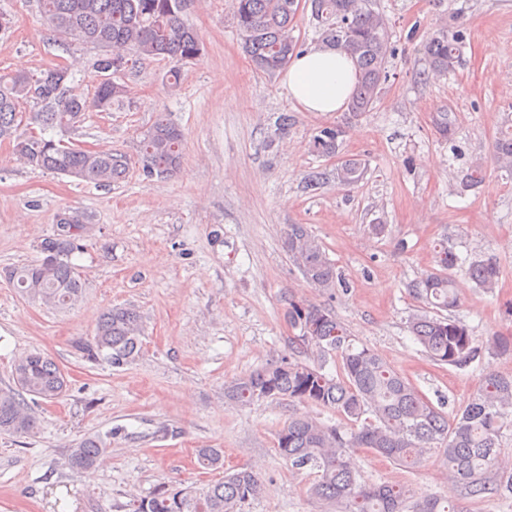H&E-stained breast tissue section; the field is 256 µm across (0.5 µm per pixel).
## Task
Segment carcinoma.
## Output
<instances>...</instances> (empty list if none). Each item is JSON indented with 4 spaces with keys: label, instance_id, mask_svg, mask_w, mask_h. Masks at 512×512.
<instances>
[{
    "label": "carcinoma",
    "instance_id": "1",
    "mask_svg": "<svg viewBox=\"0 0 512 512\" xmlns=\"http://www.w3.org/2000/svg\"><path fill=\"white\" fill-rule=\"evenodd\" d=\"M51 30L103 51L92 62L99 73L122 71L156 58L173 63L169 77L178 79L180 66L198 60L203 42L185 18L186 0H37ZM295 0H232L233 19L244 53L268 76L283 69L300 48L294 36L300 13ZM369 0H308L316 32L325 46L350 54L357 83L348 103L354 117L371 111L391 77L396 54L387 19L367 6ZM461 29L439 27L420 45L428 64L422 72L446 76L458 64L465 45ZM67 66L47 69L34 78L26 74L0 76V139L12 142L13 154L25 164L71 176L99 186L121 179L128 170L125 154L84 149L69 141L77 128L74 113L121 111L132 105L131 90L117 81L98 83L88 98L74 86ZM40 104L36 112H21L22 101ZM494 144L501 167L512 172V113ZM343 127L318 130L311 149L319 156L340 154ZM184 133L161 115L140 146L142 171L151 178L174 175L181 165ZM367 168L358 158H345L336 167L344 187L361 182ZM485 178L483 164L474 162L462 178L466 188ZM288 256L313 288L325 292L343 285L342 275L324 245L303 224H290L283 239ZM77 246L70 231L44 239L37 263L10 273L13 287L25 297L56 309L80 301L83 283L71 255ZM459 257L440 246L439 269L409 284L414 296L434 312L411 315L408 329L434 362L466 367L481 355L472 329L456 308L449 271ZM468 277L492 290L500 269L493 261H471ZM288 354L231 381L225 395L247 406L259 399L300 401L339 417L327 424L317 416L288 418L277 433L279 453L297 469L314 474L310 493L336 507V512H454L447 498L435 495L409 500L401 485H367L359 481L351 454L365 448L392 463L412 469L433 449L448 461L451 489L468 498H491L512 492L505 481L503 430L512 428V377L482 376L476 395L456 410L453 420L424 398L416 387L371 349L354 345L336 314L303 300H288ZM143 333L136 309L114 306L102 313L95 335L77 348L91 362L123 367L139 355ZM307 356L308 360L301 359ZM339 360L336 374L324 372L328 360ZM14 385L0 388V434L26 437L37 420L25 396L52 401L61 396L65 377L55 361L32 353L15 364ZM98 437H87L67 454L76 470L94 469L106 454ZM198 462L224 476L203 487L173 488L160 484L147 495L130 494L128 512H241L262 490L261 478L249 469H224V451L201 448Z\"/></svg>",
    "mask_w": 512,
    "mask_h": 512
}]
</instances>
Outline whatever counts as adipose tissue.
<instances>
[{
    "instance_id": "ef3b65f1",
    "label": "adipose tissue",
    "mask_w": 512,
    "mask_h": 512,
    "mask_svg": "<svg viewBox=\"0 0 512 512\" xmlns=\"http://www.w3.org/2000/svg\"><path fill=\"white\" fill-rule=\"evenodd\" d=\"M356 82L347 52L314 46L294 57L283 84L292 102L304 112L332 114L344 110Z\"/></svg>"
}]
</instances>
